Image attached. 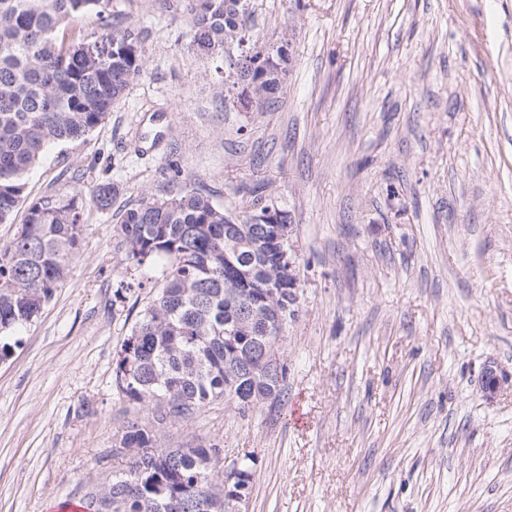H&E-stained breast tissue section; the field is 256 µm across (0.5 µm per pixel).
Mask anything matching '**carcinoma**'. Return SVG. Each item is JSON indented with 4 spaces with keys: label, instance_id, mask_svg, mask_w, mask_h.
Masks as SVG:
<instances>
[{
    "label": "carcinoma",
    "instance_id": "carcinoma-1",
    "mask_svg": "<svg viewBox=\"0 0 512 512\" xmlns=\"http://www.w3.org/2000/svg\"><path fill=\"white\" fill-rule=\"evenodd\" d=\"M110 0H0V223L22 203L27 215L12 241L0 247V360L12 352L13 333L31 322L66 281L78 253L87 205L112 207L117 189L96 186L89 201L67 191L28 201L27 175L48 146L81 140L105 122L113 103L143 68L141 40L111 28ZM191 41L201 52L218 54L235 46L228 77L238 97L263 109L285 80L280 48L250 45L251 0H183ZM93 18L101 30L89 43L65 44L70 23ZM239 228L235 266L224 227ZM125 261L156 272L160 287L117 352V393L151 416L130 418L121 445L131 449L126 471L88 495L87 512H226L224 468L216 467V446L161 444L166 426L193 417L225 399L228 382L241 392L237 403L257 393L278 399L283 377L249 375L258 350L279 335L226 336L224 323L253 299L271 313L280 305L264 297L273 275L261 236L247 215H233L199 188L165 198H144L120 220ZM251 275L250 287L237 269ZM240 483H252L254 456L233 459Z\"/></svg>",
    "mask_w": 512,
    "mask_h": 512
}]
</instances>
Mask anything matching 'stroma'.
I'll return each instance as SVG.
<instances>
[{
	"label": "stroma",
	"mask_w": 512,
	"mask_h": 512,
	"mask_svg": "<svg viewBox=\"0 0 512 512\" xmlns=\"http://www.w3.org/2000/svg\"><path fill=\"white\" fill-rule=\"evenodd\" d=\"M288 41L271 106L243 110L224 55L164 0H112L143 70L86 139L48 151L29 199L88 208L71 276L0 361V512H52L129 464L114 359L148 292L119 298V208L194 183L291 216L299 300L283 402H214L167 446L253 453L249 512H512V0H252Z\"/></svg>",
	"instance_id": "1"
}]
</instances>
